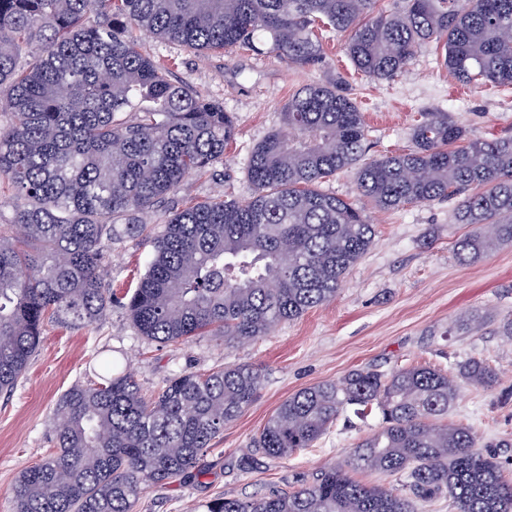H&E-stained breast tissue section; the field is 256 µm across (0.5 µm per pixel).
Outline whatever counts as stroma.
<instances>
[{"label":"stroma","mask_w":512,"mask_h":512,"mask_svg":"<svg viewBox=\"0 0 512 512\" xmlns=\"http://www.w3.org/2000/svg\"><path fill=\"white\" fill-rule=\"evenodd\" d=\"M139 43L143 51L169 63L176 79L223 103L236 123L223 162L188 175L160 206L142 215V223L154 228L175 212L213 197L247 200L252 194L251 152L281 126L289 97L340 74L363 114L370 155L409 149L424 112L448 113L472 140L512 137V85L450 93L455 80L432 43L420 47L405 71L381 83L358 74L343 52L342 38L329 32L322 37L325 59L311 68L285 64L271 53L229 50L200 56L160 39L143 37ZM457 205L452 198L368 210L376 243L346 273L336 297L278 325L268 336L231 347L216 336L181 345L141 336L125 295L144 274L151 246L143 236L115 241L106 281L116 299L105 316L90 327L48 324L24 376L11 394L0 396V512H13L19 472L52 451L58 399L73 385L99 382L105 352L135 375L146 395L183 372L248 364L266 374L253 403L202 456V476L150 488L136 512H204L211 499L292 490L322 467L344 463L360 441L379 429V414L360 419L344 413L313 447L282 460L259 457L246 468L240 459L288 396L364 367L388 372L430 364L448 369L481 359L498 369L501 379L495 389L461 383L448 419L470 426L483 452L494 455L504 478L512 481V338L500 331L503 320L512 316V243L472 262H458L454 245L471 227L457 223ZM467 316L481 318L478 331L459 329L460 318Z\"/></svg>","instance_id":"1"}]
</instances>
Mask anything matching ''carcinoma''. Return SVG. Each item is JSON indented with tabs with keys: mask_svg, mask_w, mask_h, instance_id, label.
I'll list each match as a JSON object with an SVG mask.
<instances>
[{
	"mask_svg": "<svg viewBox=\"0 0 512 512\" xmlns=\"http://www.w3.org/2000/svg\"><path fill=\"white\" fill-rule=\"evenodd\" d=\"M320 26L344 38L370 80L393 79L434 41L459 83L512 85V0H402L393 10L381 0H0V108L12 116L0 129V183L14 188L0 206L17 229L0 234V395L26 372L47 323L88 327L105 315L112 243L147 231L138 215L222 162L236 135L223 104L171 79L128 33L312 67ZM412 140L369 158L344 77L300 89L251 153L252 196L196 203L154 236L128 301L140 335L171 345L211 333L231 346L335 298L377 234L364 207L320 189L340 171L355 170L360 199L380 210L459 198L456 221L473 226L457 242L461 263L512 242V138L467 140L448 113L424 112ZM102 366V382L58 400L56 448L18 475L15 512H135L149 487L203 474L204 450L264 383L261 370L228 365L177 375L147 397L111 355ZM462 381L489 390L498 373L480 359L454 372L361 368L296 392L254 441L268 460L313 447L349 407L378 412L381 428L291 492L217 498L206 512H421L440 496L457 512H512V482L472 428L441 422ZM358 469L405 483L368 486L350 475Z\"/></svg>",
	"mask_w": 512,
	"mask_h": 512,
	"instance_id": "cac0c4a2",
	"label": "carcinoma"
}]
</instances>
